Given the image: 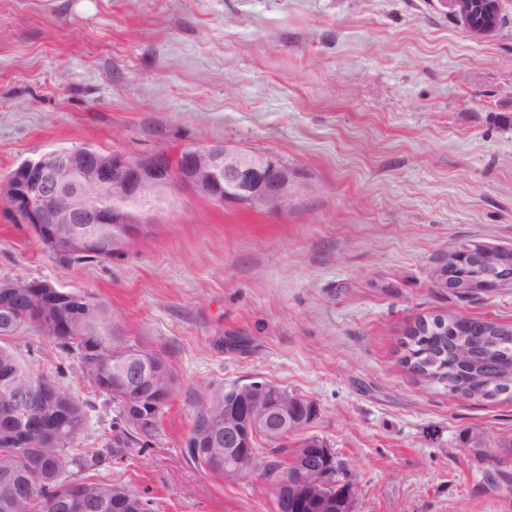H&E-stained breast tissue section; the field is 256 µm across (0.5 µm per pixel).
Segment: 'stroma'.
<instances>
[{
    "label": "stroma",
    "instance_id": "obj_1",
    "mask_svg": "<svg viewBox=\"0 0 512 512\" xmlns=\"http://www.w3.org/2000/svg\"><path fill=\"white\" fill-rule=\"evenodd\" d=\"M226 144L288 167L275 213L178 190L125 252L64 266L5 193L21 162L85 144L129 156ZM467 241L512 249V0L472 36L446 0H0V280L105 302L177 386L155 432L34 328L4 343L82 405L72 479L152 512H275L185 441L200 407L255 381L319 406L308 434L350 462L356 512H512V399L463 400L402 363L437 314L512 323V288L459 298L432 269Z\"/></svg>",
    "mask_w": 512,
    "mask_h": 512
}]
</instances>
